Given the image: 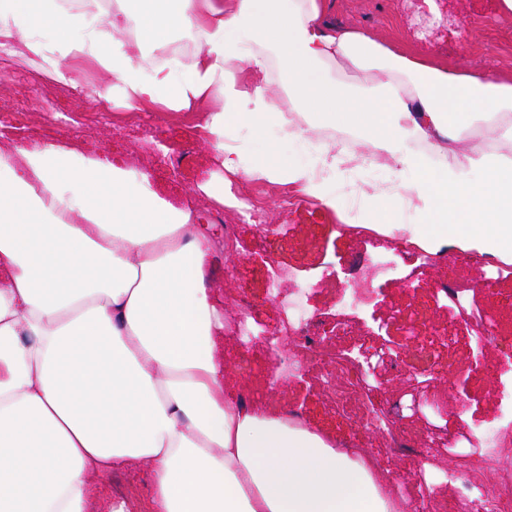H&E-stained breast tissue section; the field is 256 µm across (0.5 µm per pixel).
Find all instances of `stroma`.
I'll return each instance as SVG.
<instances>
[{"label": "stroma", "mask_w": 512, "mask_h": 512, "mask_svg": "<svg viewBox=\"0 0 512 512\" xmlns=\"http://www.w3.org/2000/svg\"><path fill=\"white\" fill-rule=\"evenodd\" d=\"M331 2L333 23L370 31L417 52L409 28L419 20L418 0ZM472 8L471 0H452L447 28L429 37V57L462 70L490 67L512 77V34L498 28L500 10L474 21ZM12 63L14 76L0 79V111H14L23 100L29 108L19 121L0 127L1 150L57 141L79 144L88 155L121 154L151 172L157 190L173 199L219 175L195 117L113 106L98 97L103 78L91 70L80 91L85 105L76 110L68 97L52 96L51 83L41 78L35 64L20 57ZM144 123L152 128L147 139L139 130ZM183 149L193 153V163L175 168L165 162L164 153ZM382 179V172L367 169L338 176L334 189L342 208L336 212L290 188L238 179L232 182V192L247 199L263 223L221 205L200 210L201 222L215 238L209 276L223 285L226 322L234 323L237 300L250 304L253 337L245 344L225 333L224 358L240 373L238 393L244 402L297 412L336 444L361 449L391 470L406 456H415L414 483L443 485L449 470L462 466L464 456H478L469 440L472 432L512 422V366L505 363L497 339L476 342L474 322L454 317L438 288L466 270L476 282L475 306L493 317L504 336L512 333V264L502 265L499 275L485 280L482 258L468 253L451 249L438 264L426 265L400 234L380 241L338 232V225L365 222L364 202L351 200V192H371ZM381 249L388 251L396 270L390 277L365 281V259ZM275 265L294 268L309 281L306 303L319 318L316 335L334 340L326 357L342 364L352 358L364 362L374 351L389 349L396 352L397 365L376 369L362 389L342 376L324 383L312 369L288 374L289 357L305 347L268 337L282 317L279 302L267 291ZM353 288L364 289L368 301L343 327L337 323V303L342 290ZM421 311L427 319L420 327L419 346L433 366L416 371L411 367L412 349L402 344L401 326ZM369 412L386 415L382 430L365 426L362 416ZM444 433L455 438L454 449L428 450L430 437Z\"/></svg>", "instance_id": "obj_1"}]
</instances>
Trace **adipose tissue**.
I'll list each match as a JSON object with an SVG mask.
<instances>
[{"label":"adipose tissue","mask_w":512,"mask_h":512,"mask_svg":"<svg viewBox=\"0 0 512 512\" xmlns=\"http://www.w3.org/2000/svg\"><path fill=\"white\" fill-rule=\"evenodd\" d=\"M328 0H0V48L76 89L92 67L129 109L199 112L225 172L330 210L378 167L370 225L512 263V80L330 24ZM193 32L191 57L168 36ZM506 130L462 147L474 124ZM344 140H337V133ZM269 139L263 154L256 140ZM283 142L305 144L290 163ZM418 166L425 178L405 180ZM436 179H428V172ZM209 228L147 171L53 142L0 150V512H403L376 463L233 393ZM145 466L148 506H101ZM130 491H135L143 498L148 496L150 493L148 478L143 472L112 474V476L106 478V483L101 486V497L105 502H108L112 498L126 495Z\"/></svg>","instance_id":"1"}]
</instances>
